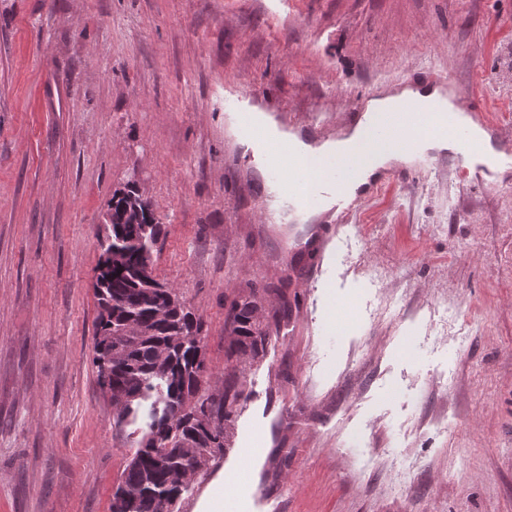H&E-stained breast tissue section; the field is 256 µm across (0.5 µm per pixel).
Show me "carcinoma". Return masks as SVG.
<instances>
[{"instance_id":"cac0c4a2","label":"carcinoma","mask_w":512,"mask_h":512,"mask_svg":"<svg viewBox=\"0 0 512 512\" xmlns=\"http://www.w3.org/2000/svg\"><path fill=\"white\" fill-rule=\"evenodd\" d=\"M108 215L94 286L99 312L93 364L102 390L124 399L116 426L127 425L143 403H150V422L134 441L112 512H173L192 488L176 475L197 476L224 452L243 392L231 380L222 390L206 384L200 318L142 265L143 253L155 251L164 236L151 201L128 181L112 194ZM131 326L136 332L125 340L123 354L108 356L110 343ZM225 330L231 336L227 357L253 359L263 352L267 331L261 327L257 292L231 303ZM206 402L215 417L202 423L194 414Z\"/></svg>"}]
</instances>
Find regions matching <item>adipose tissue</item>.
<instances>
[{"label": "adipose tissue", "instance_id": "obj_1", "mask_svg": "<svg viewBox=\"0 0 512 512\" xmlns=\"http://www.w3.org/2000/svg\"><path fill=\"white\" fill-rule=\"evenodd\" d=\"M414 98H427L445 107L451 104L448 93L442 88L420 89L405 86L388 91L381 97L369 99L365 104V110L378 119L383 113L397 110L404 102ZM255 121L264 131L267 140L284 145L288 153L310 157L334 153L347 155L352 163L348 178L349 188L353 191L368 184L380 169L405 159L400 147L374 142L370 127L361 123L348 128L336 139L311 144L297 135L280 130L276 122L264 113H257Z\"/></svg>", "mask_w": 512, "mask_h": 512}]
</instances>
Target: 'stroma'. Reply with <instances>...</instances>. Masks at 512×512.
Returning <instances> with one entry per match:
<instances>
[{
	"label": "stroma",
	"instance_id": "stroma-1",
	"mask_svg": "<svg viewBox=\"0 0 512 512\" xmlns=\"http://www.w3.org/2000/svg\"><path fill=\"white\" fill-rule=\"evenodd\" d=\"M431 70L512 123V0H0V512H112L132 457L93 364L112 193L165 226L155 277L237 374L225 452L245 512H512V174L382 184L333 224L317 287L248 166L228 91L313 141ZM269 338L227 359L232 300Z\"/></svg>",
	"mask_w": 512,
	"mask_h": 512
}]
</instances>
